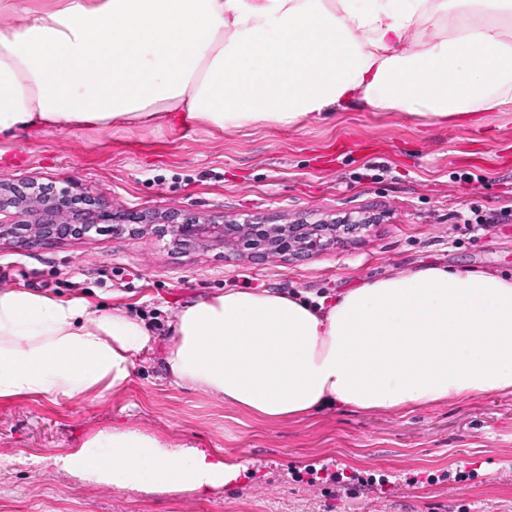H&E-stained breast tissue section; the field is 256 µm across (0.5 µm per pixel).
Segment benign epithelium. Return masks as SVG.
I'll return each mask as SVG.
<instances>
[{
  "label": "benign epithelium",
  "mask_w": 512,
  "mask_h": 512,
  "mask_svg": "<svg viewBox=\"0 0 512 512\" xmlns=\"http://www.w3.org/2000/svg\"><path fill=\"white\" fill-rule=\"evenodd\" d=\"M70 190L48 192L34 186L3 189L0 182V239L14 237L26 244L65 240L80 236L82 224H108L114 235L156 233L170 236L180 249L222 248L230 254L248 253L255 258H302L322 251L336 238V225L263 224L239 222L227 216L201 218L191 212L170 211L160 216L127 213L114 223L112 204L102 197H86L76 209L69 203Z\"/></svg>",
  "instance_id": "obj_1"
}]
</instances>
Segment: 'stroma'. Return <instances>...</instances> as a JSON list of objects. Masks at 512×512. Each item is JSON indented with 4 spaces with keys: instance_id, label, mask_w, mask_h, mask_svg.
I'll return each instance as SVG.
<instances>
[{
    "instance_id": "1",
    "label": "stroma",
    "mask_w": 512,
    "mask_h": 512,
    "mask_svg": "<svg viewBox=\"0 0 512 512\" xmlns=\"http://www.w3.org/2000/svg\"><path fill=\"white\" fill-rule=\"evenodd\" d=\"M0 182L103 194L114 215L173 208L269 224L377 214L302 259L185 252L151 234L41 245L0 240V290L82 297L142 319L155 342L127 387L93 400H0V512H512V394L413 410L329 406L268 423L167 377L181 305L229 290L333 295L426 264L512 275V105L478 125H425L344 105L299 127L203 123L47 128L0 137ZM494 221L466 224L469 209ZM134 426L247 460L216 492L90 486L55 466L96 430ZM360 472L307 486L306 469Z\"/></svg>"
}]
</instances>
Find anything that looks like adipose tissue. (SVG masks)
<instances>
[{"mask_svg": "<svg viewBox=\"0 0 512 512\" xmlns=\"http://www.w3.org/2000/svg\"><path fill=\"white\" fill-rule=\"evenodd\" d=\"M354 103L440 125L511 104L512 0H52L0 26V135L300 126ZM172 332L163 361L176 384L270 423L512 394V278L492 272L427 265L316 303L231 290L185 304ZM152 344L122 309L0 291V400L125 389ZM60 462L147 493L208 492L247 469L131 426Z\"/></svg>", "mask_w": 512, "mask_h": 512, "instance_id": "1", "label": "adipose tissue"}]
</instances>
